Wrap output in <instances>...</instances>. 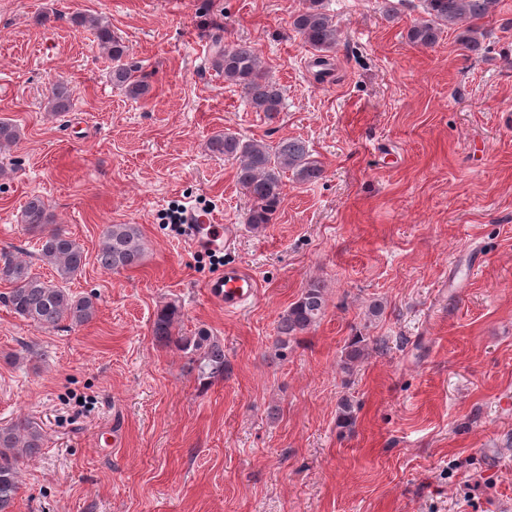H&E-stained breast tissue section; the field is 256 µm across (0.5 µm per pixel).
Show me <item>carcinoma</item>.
<instances>
[{"label":"carcinoma","instance_id":"carcinoma-1","mask_svg":"<svg viewBox=\"0 0 512 512\" xmlns=\"http://www.w3.org/2000/svg\"><path fill=\"white\" fill-rule=\"evenodd\" d=\"M427 18L409 28L410 43L434 47L445 28L465 20L469 26L461 34V44L471 53L481 49L479 22L488 17L493 0H425ZM100 47L112 60V84L123 89L133 99L148 95L150 85L140 74L137 63L128 60L126 47L112 36L105 20H91ZM292 26L304 44L319 53L332 50L336 44V22L323 7V0H306L294 14ZM224 73V80L238 86L251 108L275 120L284 108L283 89L273 82L262 66L256 49L244 42L231 48H219L213 60ZM68 85L56 86L50 100L53 112H65L71 104ZM213 153L224 156L235 166L237 183L251 203L246 223L254 228L271 223L285 193L284 178L290 175L299 183L315 182L323 177L319 160L313 157L306 142L298 138H282L275 143L264 140H244L232 133H219L210 142ZM21 223L32 232L47 231L40 238L38 260L50 266L56 279H48L33 271L32 264L7 251H0V283L9 291L0 297L15 315L36 329L54 330L63 322L70 326L90 323L97 314L95 297L79 296L65 284L80 274L86 265L81 246L63 229L54 227L53 215L39 196L31 197L21 213ZM143 244L134 224H109L103 231L96 255L99 267L106 271L132 268L140 263ZM327 307L325 288L312 280L297 299L279 316L275 348L281 352L288 342L312 330L322 319ZM181 307L169 303L160 308L153 321L154 340L166 348L184 354L187 369L197 377L212 380L224 377L226 368L224 344L204 330L187 335L181 329ZM368 342L354 337L345 348L341 368L350 370L368 355ZM356 423L353 405L342 398L337 405V426L350 429ZM41 425L30 417L0 426V512H14L22 489L20 464L32 458L44 447Z\"/></svg>","mask_w":512,"mask_h":512}]
</instances>
